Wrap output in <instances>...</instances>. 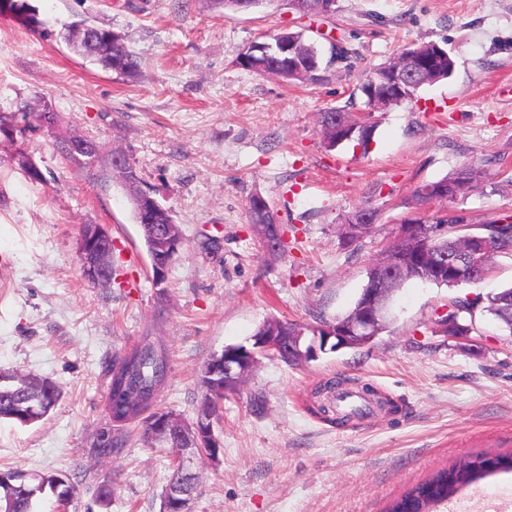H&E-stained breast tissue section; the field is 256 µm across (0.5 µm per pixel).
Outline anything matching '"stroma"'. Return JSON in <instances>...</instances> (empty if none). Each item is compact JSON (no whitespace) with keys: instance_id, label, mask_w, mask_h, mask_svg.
<instances>
[{"instance_id":"35a3bbf8","label":"stroma","mask_w":512,"mask_h":512,"mask_svg":"<svg viewBox=\"0 0 512 512\" xmlns=\"http://www.w3.org/2000/svg\"><path fill=\"white\" fill-rule=\"evenodd\" d=\"M40 24L0 15V113L51 103L59 133L124 153L143 190L171 209L184 248L153 283L140 227L119 178L68 162L45 129L0 135V370L54 381L61 398L42 421L0 422V471L59 472L78 487L67 512H160L170 450L132 428L116 456L92 448L109 425L108 366L141 336L162 337L168 382L155 408L196 417L199 372L224 346L251 342L270 318L335 321L366 271L413 213L415 190L473 158L492 159L487 186L458 198L471 225L512 215V0H337L305 18L286 0L230 13L211 0H28ZM89 19L122 35L139 61L127 78L90 64L66 41ZM290 28L318 48L352 52L324 82H286L242 69L255 41ZM435 42L452 76L416 102L374 113L368 153L330 150L320 112L350 96L371 67L412 43ZM58 133V134H59ZM29 158L43 174L31 179ZM262 195L285 250L272 254L249 224ZM372 202L373 233L347 245L345 215ZM107 228L116 273L91 287L78 258L82 225ZM512 286V256L481 282L411 281L393 296L373 342L288 365L259 356L215 420L218 461L197 459L195 512H383L438 470L479 453H512V335L478 316L467 339L438 326L454 298ZM371 385L389 399L343 424L318 410L329 380ZM112 499L96 497L104 480ZM435 512H512V472L482 479Z\"/></svg>"}]
</instances>
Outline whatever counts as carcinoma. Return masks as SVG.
Listing matches in <instances>:
<instances>
[{
    "label": "carcinoma",
    "mask_w": 512,
    "mask_h": 512,
    "mask_svg": "<svg viewBox=\"0 0 512 512\" xmlns=\"http://www.w3.org/2000/svg\"><path fill=\"white\" fill-rule=\"evenodd\" d=\"M336 0H304L299 13L303 15H328L334 12ZM9 11L22 16L30 26L39 24L36 10L27 3V0H15ZM96 30V44L86 46L73 39L74 32H69L68 41L74 51L83 58L101 66V68L116 72L125 77L133 78L139 71V63L136 57L126 47H109L108 42L112 36V30L100 26H94ZM295 37L304 41L301 56L306 59H314L318 64V73L322 74L321 80H326L325 74L329 73L334 65L346 56L331 53L328 58H323L318 48L304 39L301 32H294ZM286 65V60H273L271 57L254 56L252 61L245 65V69L257 73L274 74L275 66ZM454 70V59L449 54H444L440 69L436 73L424 75V85L430 86L448 79ZM334 116L336 120L327 121L326 117ZM57 113L48 105H43L40 111L32 112L27 106L20 107L12 115L0 113V130L7 134V140L14 141L9 135V130L20 129L22 131L32 125L40 126L46 122L51 125L57 123ZM320 134L322 141L329 149H334L342 144H354L368 152L369 143L372 141L375 125L367 123L361 118L353 119L343 109L331 108L320 113ZM469 175L473 187H479L486 182V161L475 159L463 164L452 174L439 180L428 182L420 186L414 194V205L417 208L427 207L433 203L426 189L429 186L444 188L457 198L470 191V187L461 182V172ZM433 223L446 229L457 226L459 233L453 236L444 235L441 244L450 249L459 237L466 234L468 225L462 223L461 217L447 218L439 216ZM483 233L492 238L501 254L512 255V222L506 219L493 221L482 225ZM488 313L496 317L503 328L512 335V286L485 298L475 296L473 298L457 297L448 305V314L440 317L436 324L448 326L447 334L457 335L464 326L474 325L477 312ZM170 358L168 349L159 336L149 334L143 336L136 345L121 355L112 358L108 374L110 383L108 388L107 413L109 428L102 431L96 452L100 455H110L124 446V438L112 435V428L121 427L136 421L145 423V430L153 426L152 416L148 411L154 407L159 392L168 381ZM7 384L0 383V421L7 420L20 424L22 422L31 425L42 420L58 401L61 390L58 385L49 379H41L30 375H18L16 373L6 376ZM224 394L204 388L198 406V410L211 408L218 411ZM484 454H478L468 460L457 462L447 469L437 471L428 480L417 484L403 496L395 499L386 512H429L433 506L446 502L453 498L463 488L483 479L496 471L512 469V453L498 455L497 469H490L483 461ZM24 474L22 470L0 471V512H36L38 500L46 493L59 497L62 491L57 489V473L40 472L28 474L25 489L16 490L7 484V481Z\"/></svg>",
    "instance_id": "carcinoma-1"
}]
</instances>
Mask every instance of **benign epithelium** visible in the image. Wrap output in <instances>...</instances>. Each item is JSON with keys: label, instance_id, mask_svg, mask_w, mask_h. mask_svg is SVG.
Returning <instances> with one entry per match:
<instances>
[{"label": "benign epithelium", "instance_id": "obj_1", "mask_svg": "<svg viewBox=\"0 0 512 512\" xmlns=\"http://www.w3.org/2000/svg\"><path fill=\"white\" fill-rule=\"evenodd\" d=\"M249 53L272 52L282 57L299 60L297 45L288 40L275 44L254 42L247 47ZM423 56L410 53L405 61L383 67L373 80V85L384 84L389 93L372 96L367 102L365 114L379 112L402 99L408 91L419 85L422 76ZM67 150L75 155H92L99 158L102 150L97 143L81 136L68 135ZM165 212V207L151 195H146L140 204V218L144 224H152ZM341 225V236L347 243L356 242L370 235L375 227L377 214L371 210L358 208L345 217ZM418 235L426 241L425 248L414 256H405L387 247L376 261L378 276L375 287L370 289L362 304L353 316L345 321L327 322L319 327L298 326L290 336L270 333L252 337V345H228L211 356L203 371L206 378H224V391H234L253 372L257 354L280 357L288 355L297 363L315 361L321 355L341 348L358 347L376 338L387 325V299L395 284L408 274L419 270H430L438 277H446L452 282L471 279L474 271L484 267L490 257L496 254L491 240L478 233L467 238L462 249L449 253L435 244L436 231L430 224H406L403 235ZM182 239L180 226L166 224L162 236L153 243L151 269L153 281L161 286L169 266L168 254L174 253ZM85 279L94 286H102L112 281V237L98 224L87 225L86 234L80 236L79 251ZM214 416L201 414L193 423L183 425L176 415H166L150 433V440L175 445V464L182 476L193 477L191 468L199 456L212 461L219 460L223 443L215 435L212 420ZM163 512H193L192 496L185 486L170 489L164 499Z\"/></svg>", "mask_w": 512, "mask_h": 512}]
</instances>
